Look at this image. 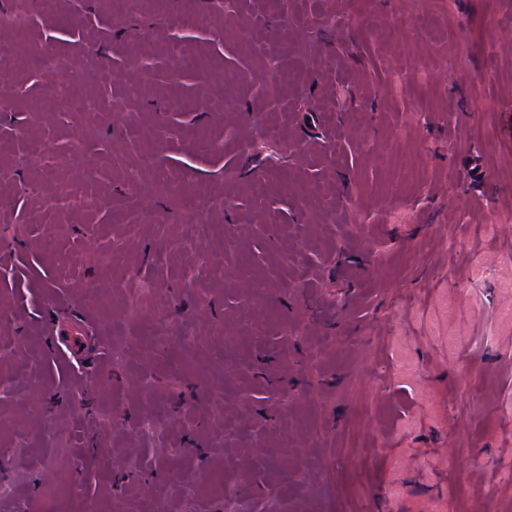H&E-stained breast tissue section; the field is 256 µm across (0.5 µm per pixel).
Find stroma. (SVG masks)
<instances>
[{
	"label": "stroma",
	"instance_id": "stroma-1",
	"mask_svg": "<svg viewBox=\"0 0 512 512\" xmlns=\"http://www.w3.org/2000/svg\"><path fill=\"white\" fill-rule=\"evenodd\" d=\"M31 18L43 64H0V512H512V0ZM161 177L193 222L135 196Z\"/></svg>",
	"mask_w": 512,
	"mask_h": 512
}]
</instances>
